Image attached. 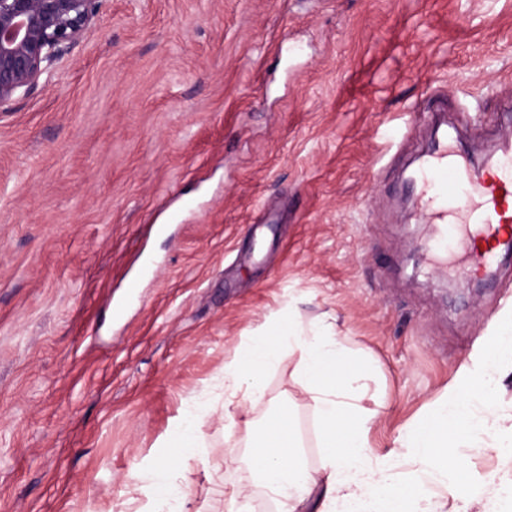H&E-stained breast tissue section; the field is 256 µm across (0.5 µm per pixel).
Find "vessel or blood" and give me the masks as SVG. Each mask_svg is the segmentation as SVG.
<instances>
[{
    "label": "vessel or blood",
    "instance_id": "1",
    "mask_svg": "<svg viewBox=\"0 0 512 512\" xmlns=\"http://www.w3.org/2000/svg\"><path fill=\"white\" fill-rule=\"evenodd\" d=\"M413 183L427 220L437 226L438 251H448L449 236H457L467 244L469 266L490 269L512 250L511 144L477 166L438 144L421 161Z\"/></svg>",
    "mask_w": 512,
    "mask_h": 512
}]
</instances>
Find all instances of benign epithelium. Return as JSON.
Listing matches in <instances>:
<instances>
[{"mask_svg": "<svg viewBox=\"0 0 512 512\" xmlns=\"http://www.w3.org/2000/svg\"><path fill=\"white\" fill-rule=\"evenodd\" d=\"M97 11L98 0H0V109L51 75Z\"/></svg>", "mask_w": 512, "mask_h": 512, "instance_id": "obj_1", "label": "benign epithelium"}]
</instances>
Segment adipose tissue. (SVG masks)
Wrapping results in <instances>:
<instances>
[{
	"label": "adipose tissue",
	"instance_id": "adipose-tissue-1",
	"mask_svg": "<svg viewBox=\"0 0 512 512\" xmlns=\"http://www.w3.org/2000/svg\"><path fill=\"white\" fill-rule=\"evenodd\" d=\"M293 354L301 393L317 418L321 465H302L287 406L266 418L247 444L248 460L277 512H503L498 488L512 485V470L475 484L457 449L473 438L501 455L512 449V405L496 401L512 377V319L502 323L472 383L441 396L422 423L402 429L397 452L375 459L367 455L376 416L368 406L370 362L332 325L269 321L225 364V407L262 401L267 371Z\"/></svg>",
	"mask_w": 512,
	"mask_h": 512
}]
</instances>
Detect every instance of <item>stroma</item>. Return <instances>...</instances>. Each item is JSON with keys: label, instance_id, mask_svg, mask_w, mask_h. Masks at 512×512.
Instances as JSON below:
<instances>
[{"label": "stroma", "instance_id": "35a3bbf8", "mask_svg": "<svg viewBox=\"0 0 512 512\" xmlns=\"http://www.w3.org/2000/svg\"><path fill=\"white\" fill-rule=\"evenodd\" d=\"M430 100L472 162L512 135L479 125L512 104V0H101L0 112V512H155L194 402L186 512H266L224 365L287 306L372 355L393 452L512 317V279L433 269L401 181ZM297 362L236 417L289 405L315 467ZM202 419V409L199 406H188L182 414L179 427H178V441L177 448L182 449V455L185 459L191 457L192 450L199 448L200 434L199 424ZM182 465V459L167 458L160 461L156 470L157 485L159 490V498L168 499L170 497L180 495V490L171 480V472L173 468Z\"/></svg>", "mask_w": 512, "mask_h": 512}]
</instances>
